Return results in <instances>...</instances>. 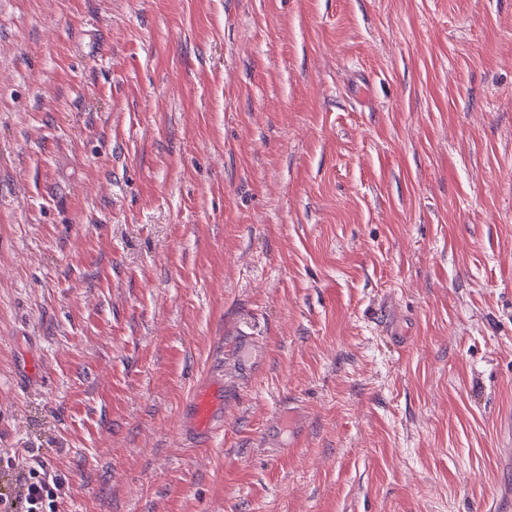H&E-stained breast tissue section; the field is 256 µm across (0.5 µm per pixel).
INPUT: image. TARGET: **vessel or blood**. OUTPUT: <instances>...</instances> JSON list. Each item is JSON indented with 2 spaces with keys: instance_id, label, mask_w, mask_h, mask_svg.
I'll list each match as a JSON object with an SVG mask.
<instances>
[{
  "instance_id": "obj_1",
  "label": "vessel or blood",
  "mask_w": 512,
  "mask_h": 512,
  "mask_svg": "<svg viewBox=\"0 0 512 512\" xmlns=\"http://www.w3.org/2000/svg\"><path fill=\"white\" fill-rule=\"evenodd\" d=\"M233 369L239 380L255 378L264 367V358L258 352V345L252 332L239 329L231 357ZM236 399L234 387L228 384L223 372L212 373L204 387L196 390L188 403L189 424L198 444L207 443L224 429V411ZM303 405L293 401L287 411L281 413L267 426L262 441L266 447L280 454L297 451L304 442V433L298 428L299 417L305 416Z\"/></svg>"
}]
</instances>
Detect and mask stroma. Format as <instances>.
<instances>
[{"label":"stroma","mask_w":512,"mask_h":512,"mask_svg":"<svg viewBox=\"0 0 512 512\" xmlns=\"http://www.w3.org/2000/svg\"><path fill=\"white\" fill-rule=\"evenodd\" d=\"M0 455L60 512H512V0H0ZM236 341L232 352L233 369L241 381H251L264 367V358L258 354V345L253 333L239 328L236 333ZM236 400L235 388L224 379V371L213 372L204 387L188 403L189 424L198 445H204L224 430V410ZM298 416L305 419L306 411L299 401H291L288 404V410L281 413L278 419L273 420L265 429L262 435V441L268 448H275L279 454L288 455L302 447L304 442V432L298 430ZM288 423V438L283 439L281 432L276 429L284 430Z\"/></svg>","instance_id":"stroma-1"}]
</instances>
